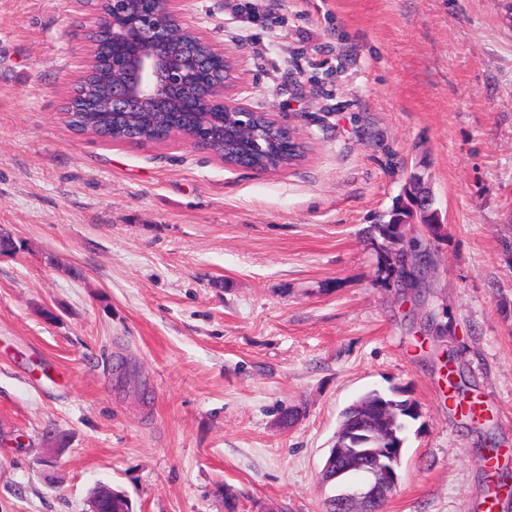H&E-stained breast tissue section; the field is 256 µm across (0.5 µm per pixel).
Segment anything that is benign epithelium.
Listing matches in <instances>:
<instances>
[{
  "label": "benign epithelium",
  "mask_w": 512,
  "mask_h": 512,
  "mask_svg": "<svg viewBox=\"0 0 512 512\" xmlns=\"http://www.w3.org/2000/svg\"><path fill=\"white\" fill-rule=\"evenodd\" d=\"M112 14L99 13L97 29L112 31V44L124 48L112 56V71L118 79L112 85L110 109L114 112H139L163 105L168 96L195 79L196 73L207 66L208 60L194 55H170L184 41L189 28L184 26L176 10L177 0H167V8L159 9L160 0H109ZM224 58L220 76L199 86L195 108L210 105L224 112L236 113V128L242 135L260 139L258 111L228 93L234 83L237 64L233 54L217 48ZM403 202L412 212L411 224H439L440 213L429 180L421 173H413L404 190ZM338 452L357 462L366 459L372 463L360 467L365 474L357 489L345 495V512H365V507L387 496V491L398 481L394 463L401 449L381 452L390 459H374L371 448H340Z\"/></svg>",
  "instance_id": "benign-epithelium-1"
}]
</instances>
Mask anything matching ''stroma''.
Masks as SVG:
<instances>
[{"instance_id": "stroma-1", "label": "stroma", "mask_w": 512, "mask_h": 512, "mask_svg": "<svg viewBox=\"0 0 512 512\" xmlns=\"http://www.w3.org/2000/svg\"><path fill=\"white\" fill-rule=\"evenodd\" d=\"M246 2L177 10L306 145L265 173L72 130L94 11L0 0V512H89L101 485L132 512H323L371 390L419 413L384 512H480L450 365L512 450V0ZM414 172L444 221L407 228L435 257L419 289L369 233Z\"/></svg>"}]
</instances>
